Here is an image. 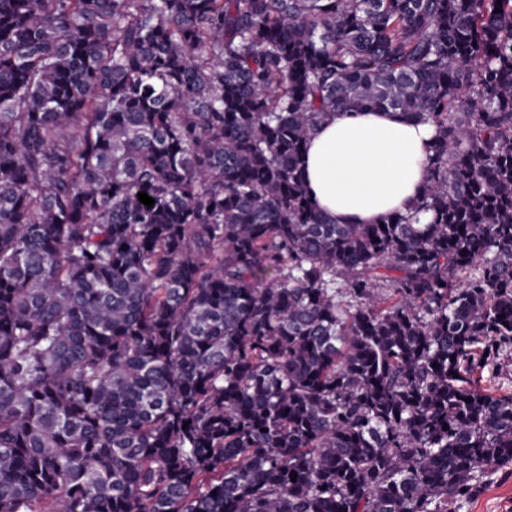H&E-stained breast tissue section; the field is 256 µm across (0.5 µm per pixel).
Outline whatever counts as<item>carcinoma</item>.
I'll use <instances>...</instances> for the list:
<instances>
[{
    "instance_id": "1",
    "label": "carcinoma",
    "mask_w": 512,
    "mask_h": 512,
    "mask_svg": "<svg viewBox=\"0 0 512 512\" xmlns=\"http://www.w3.org/2000/svg\"><path fill=\"white\" fill-rule=\"evenodd\" d=\"M365 111L423 191L330 224ZM511 350L512 0H0V512H465ZM433 127L399 112H338L310 140L306 186L334 224H379L419 198ZM495 382V388L512 392V352L501 356L495 367L487 374Z\"/></svg>"
}]
</instances>
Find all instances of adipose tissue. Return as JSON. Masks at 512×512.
<instances>
[{"label": "adipose tissue", "mask_w": 512, "mask_h": 512, "mask_svg": "<svg viewBox=\"0 0 512 512\" xmlns=\"http://www.w3.org/2000/svg\"><path fill=\"white\" fill-rule=\"evenodd\" d=\"M433 128L398 112H338L310 140L306 186L336 224H377L419 198Z\"/></svg>", "instance_id": "1"}]
</instances>
